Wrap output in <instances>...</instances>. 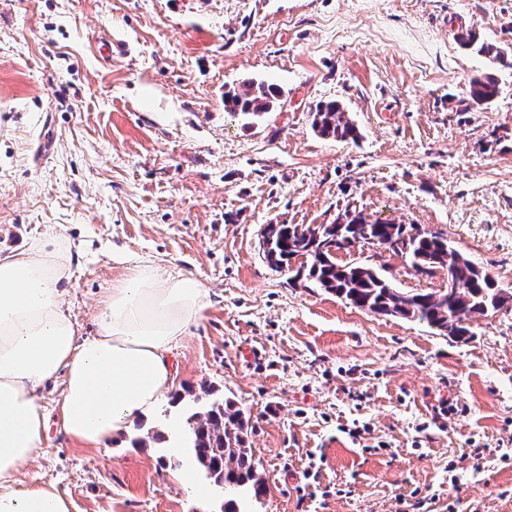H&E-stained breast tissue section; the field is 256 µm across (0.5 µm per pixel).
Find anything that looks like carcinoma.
Returning <instances> with one entry per match:
<instances>
[{
    "mask_svg": "<svg viewBox=\"0 0 512 512\" xmlns=\"http://www.w3.org/2000/svg\"><path fill=\"white\" fill-rule=\"evenodd\" d=\"M460 44L487 56L492 62L512 69V57L492 44L479 41L470 29L458 30ZM499 94L497 78L489 73L469 82L468 107L482 109ZM278 97L277 87L251 79L224 94V110L233 117L255 119L272 110ZM313 128L323 137L356 141V126L344 117L335 101L320 102L313 112ZM327 239L337 242H372L388 247L394 242L405 246V256L417 269H445L461 285L458 296L448 298L440 289L401 292L370 268L350 263L339 264L336 256L322 251ZM268 265L280 272L291 270V262L303 258L295 277L306 276L316 287L332 292L352 306L378 315L412 318L428 326L462 337L469 333L467 318L489 311L512 308V293L500 288L493 276L465 258L441 233L411 234L403 224L368 221L357 213L345 224H278L271 246L265 251ZM187 401L190 413L182 432V447L188 460L199 466L217 488L243 493L259 501L268 493L265 479L255 467L248 446L250 418L230 399H218L204 389L197 393L186 389L179 397Z\"/></svg>",
    "mask_w": 512,
    "mask_h": 512,
    "instance_id": "carcinoma-1",
    "label": "carcinoma"
}]
</instances>
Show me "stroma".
<instances>
[{
	"label": "stroma",
	"mask_w": 512,
	"mask_h": 512,
	"mask_svg": "<svg viewBox=\"0 0 512 512\" xmlns=\"http://www.w3.org/2000/svg\"><path fill=\"white\" fill-rule=\"evenodd\" d=\"M462 27L512 50V0H0V255L73 243L61 291L83 339L130 260L207 288L170 351L174 390L250 415L269 493L243 512H512V309L457 338L355 308L261 248L265 225L356 210L443 233L512 292V69L463 48ZM490 71L499 95L466 110ZM246 78L280 90L249 124L224 110ZM333 100L357 141L313 130ZM336 260L402 292L448 277L363 242ZM62 393L58 377L39 391L46 447L17 487L53 483L71 512H222L202 471L199 498L145 437L180 416L173 395L105 452L60 432Z\"/></svg>",
	"instance_id": "35a3bbf8"
}]
</instances>
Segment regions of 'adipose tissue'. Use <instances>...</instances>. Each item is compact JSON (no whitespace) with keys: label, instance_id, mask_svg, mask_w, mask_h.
<instances>
[{"label":"adipose tissue","instance_id":"obj_1","mask_svg":"<svg viewBox=\"0 0 512 512\" xmlns=\"http://www.w3.org/2000/svg\"><path fill=\"white\" fill-rule=\"evenodd\" d=\"M72 262L70 244L55 235L0 256V512H70L54 485L13 486L21 465L45 447L48 419L37 393L47 381L64 379V435L82 448L109 449L172 392L170 350L208 307L196 278L164 276L138 260L102 295L98 333L82 341L59 290Z\"/></svg>","mask_w":512,"mask_h":512}]
</instances>
